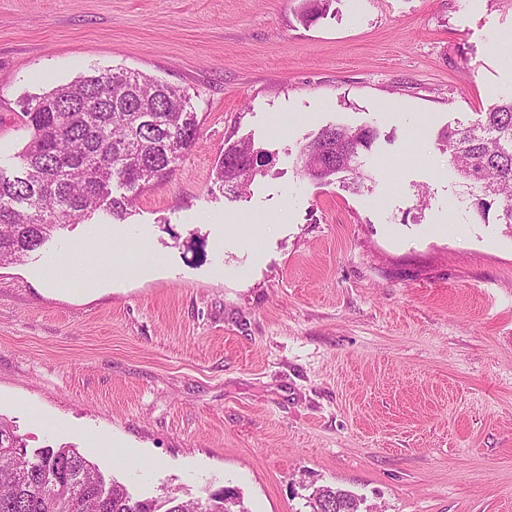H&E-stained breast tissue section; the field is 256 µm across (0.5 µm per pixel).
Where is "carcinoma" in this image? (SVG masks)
Returning <instances> with one entry per match:
<instances>
[{"mask_svg": "<svg viewBox=\"0 0 512 512\" xmlns=\"http://www.w3.org/2000/svg\"><path fill=\"white\" fill-rule=\"evenodd\" d=\"M333 0H302L301 21L328 13ZM24 126L31 137L15 176L0 173V266L38 251L56 232L89 219L101 207L127 215L136 195L168 178L200 139L197 112L186 89L143 72L119 69L92 74L27 101ZM378 131L342 125L321 128L301 149V172L327 185L342 173L368 179L358 159L372 149ZM448 165L464 187V202L486 222L512 227V93L479 119L438 134ZM264 155L243 141L224 149L217 181L224 194L245 193ZM345 498L343 512H358V498L325 487L308 497L310 512ZM0 512H224V497L184 500L170 492L132 500L124 485L106 484L75 448H40L0 417Z\"/></svg>", "mask_w": 512, "mask_h": 512, "instance_id": "1", "label": "carcinoma"}]
</instances>
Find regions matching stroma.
<instances>
[{
  "label": "stroma",
  "instance_id": "stroma-1",
  "mask_svg": "<svg viewBox=\"0 0 512 512\" xmlns=\"http://www.w3.org/2000/svg\"><path fill=\"white\" fill-rule=\"evenodd\" d=\"M0 0V170L27 99L112 68L187 89L200 139L124 219L97 213L0 267V415L135 498L231 487L249 512H512V228L476 222L438 133L512 92V0ZM370 125V180L299 151ZM242 140L271 163L214 184ZM261 224L257 244L236 225ZM143 267L80 290L67 247ZM140 449L133 471L105 453ZM336 491L343 497V499L346 498V507L342 512H359L357 504V502H359L358 498L346 490L332 487L318 489L308 497L307 506L310 508L309 512H329L326 503L333 500L336 501V510H334V512H341L338 510L342 508V503L336 499Z\"/></svg>",
  "mask_w": 512,
  "mask_h": 512
}]
</instances>
